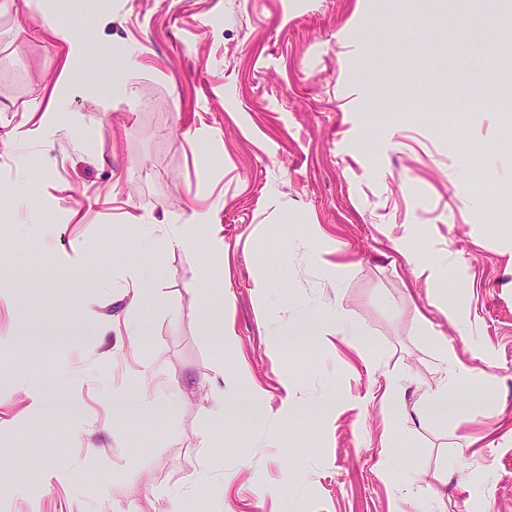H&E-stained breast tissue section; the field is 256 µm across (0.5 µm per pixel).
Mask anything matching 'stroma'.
Segmentation results:
<instances>
[{
  "instance_id": "obj_1",
  "label": "stroma",
  "mask_w": 512,
  "mask_h": 512,
  "mask_svg": "<svg viewBox=\"0 0 512 512\" xmlns=\"http://www.w3.org/2000/svg\"><path fill=\"white\" fill-rule=\"evenodd\" d=\"M73 2L0 15V512H512V0ZM48 27L61 42L67 45L69 58L77 60L84 56L85 45L75 37L70 28L56 26L53 22H50ZM217 224H209L206 216L195 214L189 224L179 225L177 233L172 235L159 232V224H142L141 233L152 249L160 250L162 248H179L185 252H194L200 241L205 240L208 244L209 253L213 260H223L224 266L228 264V255L224 252V239L219 236ZM470 371L448 354V385L440 387L427 395L426 410L431 416L447 415V412H459L462 405L457 400V389Z\"/></svg>"
}]
</instances>
